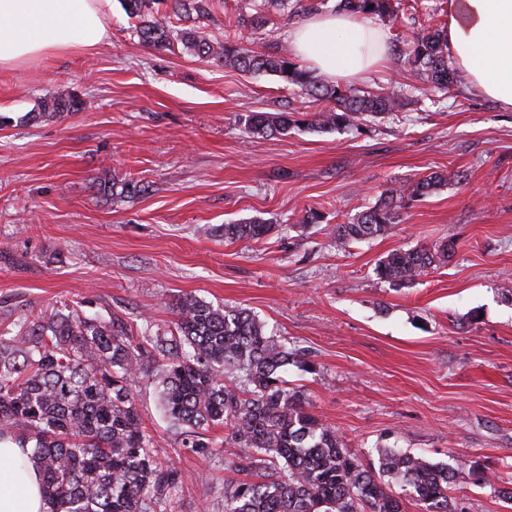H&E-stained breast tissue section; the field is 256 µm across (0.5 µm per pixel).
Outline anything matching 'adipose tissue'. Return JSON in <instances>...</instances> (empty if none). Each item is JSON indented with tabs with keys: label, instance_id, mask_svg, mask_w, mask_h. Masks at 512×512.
Segmentation results:
<instances>
[{
	"label": "adipose tissue",
	"instance_id": "ef3b65f1",
	"mask_svg": "<svg viewBox=\"0 0 512 512\" xmlns=\"http://www.w3.org/2000/svg\"><path fill=\"white\" fill-rule=\"evenodd\" d=\"M112 0H0V68L99 47L110 37ZM295 54L339 79L384 62L388 35L346 13L313 14L290 33ZM448 49L468 82L512 109V0H448ZM30 449L0 443V512H50Z\"/></svg>",
	"mask_w": 512,
	"mask_h": 512
}]
</instances>
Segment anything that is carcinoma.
Listing matches in <instances>:
<instances>
[{
  "instance_id": "1",
  "label": "carcinoma",
  "mask_w": 512,
  "mask_h": 512,
  "mask_svg": "<svg viewBox=\"0 0 512 512\" xmlns=\"http://www.w3.org/2000/svg\"><path fill=\"white\" fill-rule=\"evenodd\" d=\"M214 4L122 0L126 13L137 19L142 45L169 51L180 45L226 69L269 72L300 97L325 103L316 112H252L243 118L247 134H286L300 125L315 132L353 129L404 105L399 91L358 89L299 68L292 49L283 45L255 51V39L269 34L267 12L289 0H253L252 13L228 19L222 40L203 24ZM339 9L392 20L403 11L401 0H339ZM173 16L188 26L170 25ZM401 39L406 63L417 76L440 90L454 85L447 26L412 27ZM81 106L62 88L42 101L41 115L61 117ZM447 182L432 173L385 191L376 204L334 227L336 248L386 234L398 210ZM96 190L131 199L147 187L112 176L99 180ZM270 230L256 220L226 224L224 238L259 240ZM449 258L446 243L396 249L380 260L376 275L390 284H408ZM175 315L170 335L137 343L122 318L88 315L66 304L0 331V439L32 444L31 461L42 475L52 512H156L167 491L183 483L182 471L156 454L135 407L133 389L146 362L154 363L162 410L181 431L183 447L204 454L210 442L201 430L225 426L242 448L230 470L244 478L224 486V512H405L404 494L420 512H459L449 491L470 485L490 487L512 501V487H496L484 461L451 466L378 448L376 458L364 462L311 410L306 394L284 380L290 364L299 363L309 373L316 367L268 332L251 311L183 297ZM394 483L401 492L393 491Z\"/></svg>"
}]
</instances>
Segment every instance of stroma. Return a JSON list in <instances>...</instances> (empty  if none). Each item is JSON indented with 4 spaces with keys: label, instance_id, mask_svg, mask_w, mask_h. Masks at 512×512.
<instances>
[{
    "label": "stroma",
    "instance_id": "obj_1",
    "mask_svg": "<svg viewBox=\"0 0 512 512\" xmlns=\"http://www.w3.org/2000/svg\"><path fill=\"white\" fill-rule=\"evenodd\" d=\"M111 37L90 51L0 69V329L61 303L161 334L191 295L249 309L316 373L288 369L352 452L398 448L431 461L489 462L512 480V110L477 90L435 94L353 131L253 137L252 112L317 111L271 73L243 74L183 50L141 45L112 2ZM415 79L398 55L352 87ZM80 111L40 116L59 87ZM132 173L147 195L93 183ZM434 172L446 185L383 236L339 249L333 228L382 191ZM323 219L304 221L307 210ZM259 220V241L228 224ZM454 241L452 260L401 287L375 267L395 249ZM135 402L162 460L185 475L173 512H224L239 449L183 448L155 380ZM270 230V225L256 220L249 222V224H228L224 227V238L230 240H259Z\"/></svg>",
    "mask_w": 512,
    "mask_h": 512
}]
</instances>
